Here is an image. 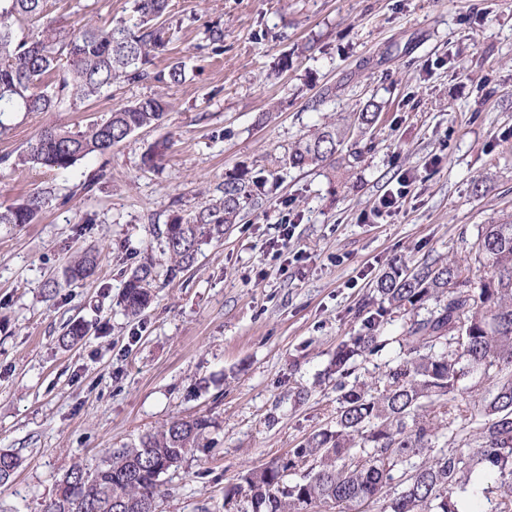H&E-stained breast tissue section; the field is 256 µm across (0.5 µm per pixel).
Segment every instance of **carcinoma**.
<instances>
[{
	"label": "carcinoma",
	"mask_w": 512,
	"mask_h": 512,
	"mask_svg": "<svg viewBox=\"0 0 512 512\" xmlns=\"http://www.w3.org/2000/svg\"><path fill=\"white\" fill-rule=\"evenodd\" d=\"M168 0H134L138 22L129 27L86 22L67 28L43 20L44 0H0V113L59 112L98 98L117 82L153 79L179 84L184 66L151 73L150 53L165 47L158 25ZM25 21L36 29L22 31ZM168 105L161 96L113 107L109 117L78 131L43 127L29 144L24 162L66 170L92 155L106 154L135 131L156 125ZM349 137L345 126L330 124L288 156L292 167L320 165L333 158ZM260 183L242 175L224 179L223 198L197 216L166 225L169 252L189 267L202 242L224 236L244 208L255 204ZM48 188L0 209V224H30L49 203ZM485 275L453 259L413 269L394 266L377 284L386 306L366 318L371 332L336 349L332 367L338 383L333 425L292 450L307 464L291 467L280 457L245 471L224 495L234 512H315L341 507L365 512L395 484L396 495L380 512H462L476 469L497 474L494 512H512V220L486 224L473 244ZM96 258L73 257L63 270L68 281L91 277ZM153 267L140 265L126 281L124 311L140 315L150 304ZM423 319L404 322L387 340L373 331L387 309L408 312L427 303ZM399 352L384 374L370 382L352 375L358 356L377 355L389 342ZM479 373L489 381L481 394L465 385ZM209 422L176 418L110 452L93 469L75 463L59 480L46 512H156L161 477L199 448ZM18 454L0 450V485L20 467Z\"/></svg>",
	"instance_id": "cac0c4a2"
}]
</instances>
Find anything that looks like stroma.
I'll list each match as a JSON object with an SVG mask.
<instances>
[{"label": "stroma", "instance_id": "obj_1", "mask_svg": "<svg viewBox=\"0 0 512 512\" xmlns=\"http://www.w3.org/2000/svg\"><path fill=\"white\" fill-rule=\"evenodd\" d=\"M131 3L45 9L106 26L134 22ZM163 22L152 68L182 63V83H117L66 112L0 115V205L54 192L33 223L0 224V449L21 458L0 512H45L75 462L198 417L209 421L200 447L163 475L156 510L224 512L245 469L335 417L329 364L380 307L381 276L448 257L474 265L479 226L512 214V0H169ZM215 25L218 52L206 41ZM156 95L164 121L109 154L59 171L20 160L44 126L79 130ZM368 106L375 121L352 157L289 166L300 141ZM162 141V159L145 164ZM233 173L265 180L261 203L182 269L167 224L215 204ZM403 174L408 196L377 212ZM84 251L95 274L62 282ZM144 262L153 300L132 319L121 294ZM75 320L88 334L60 345Z\"/></svg>", "mask_w": 512, "mask_h": 512}]
</instances>
